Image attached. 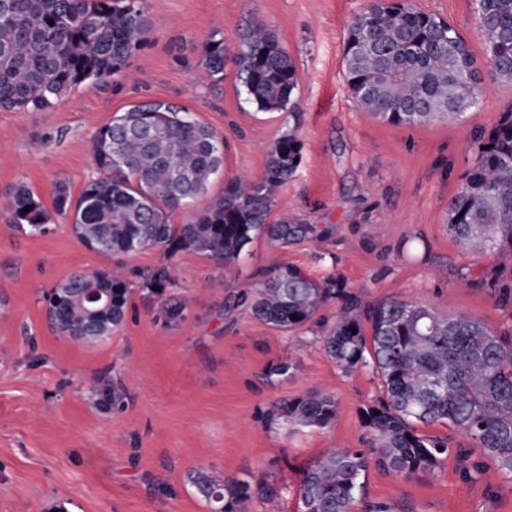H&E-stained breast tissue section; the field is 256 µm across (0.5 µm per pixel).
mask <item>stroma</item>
<instances>
[{"label":"stroma","mask_w":512,"mask_h":512,"mask_svg":"<svg viewBox=\"0 0 512 512\" xmlns=\"http://www.w3.org/2000/svg\"><path fill=\"white\" fill-rule=\"evenodd\" d=\"M449 21L476 59L483 39L474 0H412ZM366 0H143L155 23L126 68L87 81L41 111L0 110V512H210L189 483L267 478L291 512L302 470L328 448H360L359 410L380 395L376 372H344L327 356L320 327L292 336L241 309L262 270L293 265L341 280L362 305L416 300L444 315L465 314L512 340V247L461 251L448 233L458 192L481 135L512 107V81L483 68L480 104L463 119L393 126L362 111L344 81V39ZM266 23L294 59L290 112L248 103L234 63L223 74L202 63L206 42L236 53L240 34ZM163 101L187 108L224 138V175L260 178L271 144L296 129L302 160L277 194L269 221L295 215L317 225L314 241L283 247L258 235L234 265L194 252L165 258L152 248L107 256L83 245L53 213L57 184L71 198L99 175L96 131L129 107ZM25 183L52 216L45 233L10 223L9 192ZM170 262L184 318L156 316L157 298L137 270ZM123 265L132 277L123 324L103 342L62 336L46 295L76 272ZM294 366L267 381L279 360ZM335 396V422L297 428L271 420L274 402ZM451 453L430 474L398 476L370 467L354 512L385 502L394 512H512V480L452 427Z\"/></svg>","instance_id":"obj_1"}]
</instances>
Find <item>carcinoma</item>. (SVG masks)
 <instances>
[{
  "label": "carcinoma",
  "instance_id": "cac0c4a2",
  "mask_svg": "<svg viewBox=\"0 0 512 512\" xmlns=\"http://www.w3.org/2000/svg\"><path fill=\"white\" fill-rule=\"evenodd\" d=\"M486 64L512 81V0H475ZM154 28L140 0H9L0 12V109L42 110L69 96L80 84L104 82L123 71L133 51ZM222 41L205 45L204 64L224 72ZM248 102L262 112H283L297 88L295 64L262 21L243 35L233 58ZM344 79L365 112L391 125L423 126L460 120L482 97V71L466 40L447 21L421 12L412 0H369L354 14L344 41ZM93 155L100 176L76 202L62 187L54 207L70 217L87 247L114 256L159 248L168 257L201 254L225 266L238 261L260 233L280 246L318 236V227L283 217L269 224L275 195L295 175L301 158L296 130L277 138L262 176L236 175L224 193L202 207L213 176L224 163V137L182 107L164 102L133 106L99 128ZM30 211H25V208ZM10 218L39 229L49 214L30 188L10 191ZM186 210L184 224L168 212ZM448 232L462 249L512 247V108L490 131L458 193L448 203ZM143 288L161 297L159 315L183 316L186 300L169 265L140 274ZM71 288H106L97 314L73 306L60 314ZM132 288L121 270L75 275L47 296L56 329L74 340L112 335L124 322ZM339 299L336 320L323 345L344 371L375 370L383 395L359 410L370 452L330 448L302 471L296 512H352L370 464L400 476L430 473L448 456V438L418 426L446 422L473 442L512 480V342L467 315L442 316L431 306L386 298L365 309L346 299L341 281L315 279L295 266L267 273L253 291L234 296L228 307L244 306L253 318L296 332ZM357 333H352V330ZM336 398L310 394L277 407L279 417L306 428H325L336 419ZM209 507L249 512L253 497L280 504V490L263 481L215 479L203 470L190 476Z\"/></svg>",
  "mask_w": 512,
  "mask_h": 512
}]
</instances>
